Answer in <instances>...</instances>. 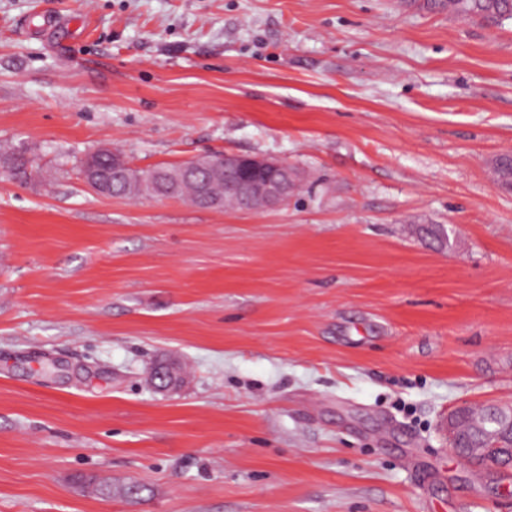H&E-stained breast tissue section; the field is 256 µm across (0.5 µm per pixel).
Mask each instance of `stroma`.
Returning <instances> with one entry per match:
<instances>
[{
    "label": "stroma",
    "instance_id": "1",
    "mask_svg": "<svg viewBox=\"0 0 512 512\" xmlns=\"http://www.w3.org/2000/svg\"><path fill=\"white\" fill-rule=\"evenodd\" d=\"M103 145L302 181L262 213L102 197ZM509 151L510 20L0 0V153L33 169L0 173V512H512V468L442 430L512 405ZM171 360L165 396L145 375Z\"/></svg>",
    "mask_w": 512,
    "mask_h": 512
}]
</instances>
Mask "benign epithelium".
<instances>
[{
    "label": "benign epithelium",
    "instance_id": "7a95c632",
    "mask_svg": "<svg viewBox=\"0 0 512 512\" xmlns=\"http://www.w3.org/2000/svg\"><path fill=\"white\" fill-rule=\"evenodd\" d=\"M105 165H87L81 175L85 183L103 196L130 199H165L184 195L193 205L206 209L233 208L262 212L288 202L300 172L285 161L248 155L211 153L179 165L160 166L136 182L129 179L133 166L122 154L105 147L97 151ZM224 180V194L213 185ZM448 447L459 453L467 428L448 424Z\"/></svg>",
    "mask_w": 512,
    "mask_h": 512
}]
</instances>
